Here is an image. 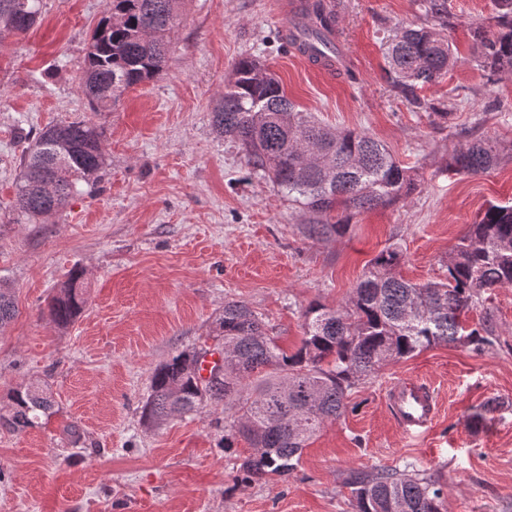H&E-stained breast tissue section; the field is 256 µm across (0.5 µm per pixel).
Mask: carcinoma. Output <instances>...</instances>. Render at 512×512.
Segmentation results:
<instances>
[{
  "label": "carcinoma",
  "instance_id": "carcinoma-1",
  "mask_svg": "<svg viewBox=\"0 0 512 512\" xmlns=\"http://www.w3.org/2000/svg\"><path fill=\"white\" fill-rule=\"evenodd\" d=\"M183 0H106L88 47L80 90L90 111H109L131 87L156 78L168 62L182 24ZM498 31L477 28L472 39L478 66L489 77L512 72V0H496ZM426 23L404 29L386 50L391 90L414 112L448 121L454 103H435L421 91L443 80L457 57L442 32L451 26L448 0H421ZM41 0H0V32L26 33L40 18ZM293 28L306 44L335 46L338 13L333 0H298ZM220 135L230 139L246 163L267 176L288 198L326 215L341 205L351 212L386 207L414 187L386 147L364 132H338L299 112L275 77L244 57L224 85L213 112ZM102 127L82 118L25 132L20 180L11 211L17 224H39L62 211L78 185L96 184L105 167ZM498 162L495 145L473 136L455 152L448 168L483 173ZM346 224H305L304 236L343 235ZM401 247L389 245L370 262L349 298L336 306L311 302L303 311L304 336L288 353L278 347L266 324L246 302L229 300L215 336L233 346L231 375L203 381L202 352H180L155 368L143 407L158 423L196 411L205 401L224 404V452L238 442L252 452L236 481L250 484L271 475H290L302 449L327 422L348 408V392L385 365L434 344L496 343L483 323L464 334L461 315L486 301L496 288L512 287V204H491L443 259L446 276L423 283L407 281L396 269ZM83 271L72 270L49 303L60 327L74 322L85 306ZM17 314L11 290L0 285V328ZM12 408L0 413V428L19 433L53 414L50 395L27 385L10 394ZM350 485L356 512H445L443 486L426 477L393 472L355 473Z\"/></svg>",
  "mask_w": 512,
  "mask_h": 512
}]
</instances>
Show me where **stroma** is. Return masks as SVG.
<instances>
[{
  "label": "stroma",
  "mask_w": 512,
  "mask_h": 512,
  "mask_svg": "<svg viewBox=\"0 0 512 512\" xmlns=\"http://www.w3.org/2000/svg\"><path fill=\"white\" fill-rule=\"evenodd\" d=\"M106 0H43L26 34H0V282L14 320L0 330V413L9 394L48 383L55 412L43 426L0 430V512H355L353 472H426L447 494L446 512H512V288L471 311L466 328L490 322L496 346L437 344L384 366L353 388L348 409L302 452L294 472L248 485L238 455L224 451V407L145 425L154 368L191 349H214L216 320L230 299L261 314L286 349L302 337L314 300H347L369 260L401 246V274L443 277L442 261L488 204L512 202V75L488 79L471 31H495L494 0H448L446 37L460 60L427 98H455L453 119L411 111L391 91L384 47L421 25L420 0H341L340 38L355 80L318 73L292 56L281 31L293 8L273 0H184L168 63L128 89L104 128L106 167L42 224H16L22 145L39 129L89 113L79 89L84 57ZM257 58L297 109L343 131L367 133L411 169L415 186L384 208L354 215L341 237L304 238L314 214L266 177L212 127V111L236 62ZM491 138L495 167L452 174L448 157L471 135ZM87 285L84 312L59 327L48 315L73 269ZM426 383L438 416L425 435L402 434L386 401L392 382ZM494 412L486 427L471 416Z\"/></svg>",
  "instance_id": "stroma-1"
}]
</instances>
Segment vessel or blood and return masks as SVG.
<instances>
[{"mask_svg": "<svg viewBox=\"0 0 512 512\" xmlns=\"http://www.w3.org/2000/svg\"><path fill=\"white\" fill-rule=\"evenodd\" d=\"M387 405L400 429L409 436L425 434L437 416V401L431 388L416 380L398 381L386 391Z\"/></svg>", "mask_w": 512, "mask_h": 512, "instance_id": "b4317fda", "label": "vessel or blood"}]
</instances>
